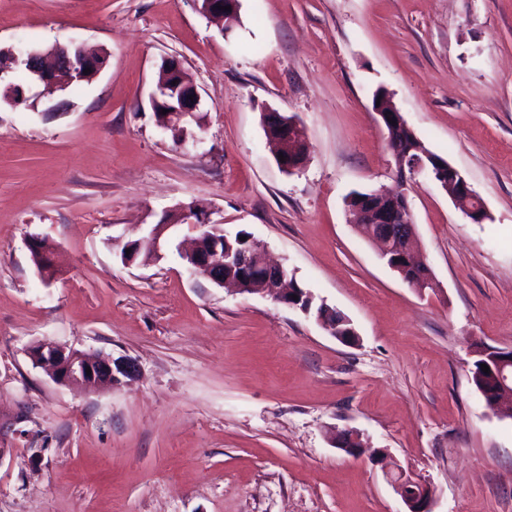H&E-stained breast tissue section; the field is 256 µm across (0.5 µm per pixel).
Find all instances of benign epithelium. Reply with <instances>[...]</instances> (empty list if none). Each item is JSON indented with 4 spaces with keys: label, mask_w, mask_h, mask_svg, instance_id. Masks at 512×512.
Segmentation results:
<instances>
[{
    "label": "benign epithelium",
    "mask_w": 512,
    "mask_h": 512,
    "mask_svg": "<svg viewBox=\"0 0 512 512\" xmlns=\"http://www.w3.org/2000/svg\"><path fill=\"white\" fill-rule=\"evenodd\" d=\"M200 11L210 17L221 19L226 24L238 11V0H197ZM230 10H225V7ZM106 57L86 51L82 46L71 43L56 44L45 52L23 48L0 49V82L11 73L25 72L36 81L52 84L63 90L76 81L93 79L105 66ZM90 72H85V69ZM374 100L380 104L374 107L379 122L388 136V146L395 160L396 178L403 182L407 176L425 172L437 181L448 197L456 203L465 204L468 218L482 223L488 218L484 204L480 201L469 182L448 160L436 157L423 145L402 146L392 138L396 127L405 125V120L392 104L390 96L375 94ZM199 96L193 81L185 76L181 65L171 59L164 62L162 78L151 94L152 107L166 106L168 112L155 113L158 124L173 133L176 143H187L185 124L197 119ZM269 121L277 125V133L269 134L276 145V154L285 160L277 161L285 172L294 173L303 165L305 154L298 152V144L304 139L301 125L295 119L287 120L280 113L267 110ZM178 220L164 218L151 225L148 236L140 242H131L125 248L131 253L122 255L125 264L134 262L136 253L142 245L156 259L163 257L168 244L165 233L179 224H192L199 230L193 247L182 254L187 270L193 274H204L215 284L230 285L238 292L243 290L241 279H258L255 292L268 296L272 300L289 308H297L300 301L293 299L299 295L292 287L288 268L271 262L263 247L240 249L236 252L227 245L224 228L205 220L190 204H180L175 210ZM356 222L365 229V235L381 243V258L408 284L417 288L434 286L430 269L416 259L412 251L415 239V224L407 195L403 192L387 193L367 190L357 197L354 207ZM316 321L328 327L333 336L342 343L354 344L359 336L350 326V320L340 311L322 305L315 316ZM348 328L343 329L341 325ZM478 354L490 356L489 368L492 376L501 387L499 391H481L486 405L493 409L504 393L509 376L507 368L512 364V349H480ZM32 362L49 371L59 384L80 383L96 390L102 387H114L122 384V379L132 381L136 373V364L131 358L115 360L110 356L88 355L74 348L56 344H38L30 348ZM91 372H86V369ZM332 443L344 452L355 456L363 448V434L354 429L345 430L332 438ZM394 491L404 503L405 512H433L435 491L430 485L402 472L390 477Z\"/></svg>",
    "instance_id": "7a95c632"
}]
</instances>
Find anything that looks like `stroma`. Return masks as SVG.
Here are the masks:
<instances>
[{
    "instance_id": "35a3bbf8",
    "label": "stroma",
    "mask_w": 512,
    "mask_h": 512,
    "mask_svg": "<svg viewBox=\"0 0 512 512\" xmlns=\"http://www.w3.org/2000/svg\"><path fill=\"white\" fill-rule=\"evenodd\" d=\"M239 14L224 31L196 0H0V48L107 53L54 93L58 111L21 73L29 106H0V512H404L390 470L430 483L434 512H512V405L489 409L470 374L478 348H512V0H240ZM166 59L200 94L182 147L150 104ZM381 88L488 214L473 223L408 179L425 290L345 204L395 186ZM266 109L305 131L295 173ZM192 201L264 244L358 342L190 274L175 243L191 225L159 261L122 262L143 225ZM42 342L132 358L137 376L59 385L28 356ZM346 429L369 452L333 447Z\"/></svg>"
}]
</instances>
